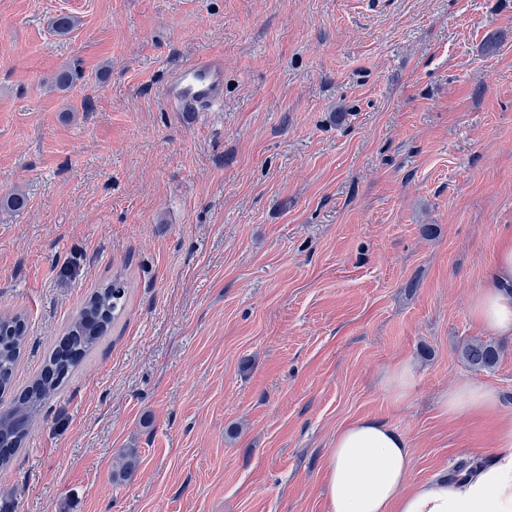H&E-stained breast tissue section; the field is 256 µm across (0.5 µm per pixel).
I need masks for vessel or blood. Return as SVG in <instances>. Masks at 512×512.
Segmentation results:
<instances>
[{
  "label": "vessel or blood",
  "instance_id": "b4317fda",
  "mask_svg": "<svg viewBox=\"0 0 512 512\" xmlns=\"http://www.w3.org/2000/svg\"><path fill=\"white\" fill-rule=\"evenodd\" d=\"M173 111L189 115L213 112L224 104V60L202 55L180 68L164 88Z\"/></svg>",
  "mask_w": 512,
  "mask_h": 512
}]
</instances>
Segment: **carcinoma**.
I'll list each match as a JSON object with an SVG mask.
<instances>
[{"instance_id":"cac0c4a2","label":"carcinoma","mask_w":512,"mask_h":512,"mask_svg":"<svg viewBox=\"0 0 512 512\" xmlns=\"http://www.w3.org/2000/svg\"><path fill=\"white\" fill-rule=\"evenodd\" d=\"M79 21L69 14L50 19L59 35L70 33ZM77 79L70 68L57 71L51 78L54 90L65 91ZM128 288L118 277L104 282L70 320L63 346L53 351L43 370L17 393L6 408H0V467L8 465L22 447L32 424L79 366L102 341L105 330L126 306ZM26 341V321L21 314L0 315V393L13 387L14 373ZM467 365L476 370L491 371L499 363L502 347L492 341L474 340L460 350Z\"/></svg>"}]
</instances>
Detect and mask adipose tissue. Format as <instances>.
<instances>
[{
    "instance_id": "ef3b65f1",
    "label": "adipose tissue",
    "mask_w": 512,
    "mask_h": 512,
    "mask_svg": "<svg viewBox=\"0 0 512 512\" xmlns=\"http://www.w3.org/2000/svg\"><path fill=\"white\" fill-rule=\"evenodd\" d=\"M473 318L500 335H512V239L498 253L472 304ZM498 390L478 381L459 382L440 400L444 415L495 413ZM405 437L372 417L336 432L326 465L330 512H512V420L496 437L494 457L467 476L446 475L409 486Z\"/></svg>"
}]
</instances>
